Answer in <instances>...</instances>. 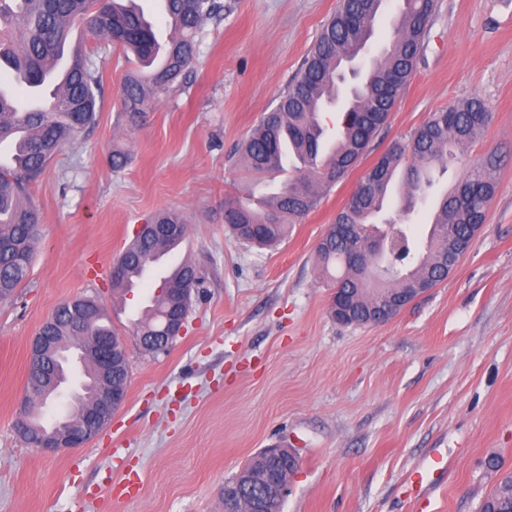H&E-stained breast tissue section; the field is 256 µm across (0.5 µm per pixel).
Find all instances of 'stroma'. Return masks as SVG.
I'll return each mask as SVG.
<instances>
[{"label":"stroma","instance_id":"obj_1","mask_svg":"<svg viewBox=\"0 0 512 512\" xmlns=\"http://www.w3.org/2000/svg\"><path fill=\"white\" fill-rule=\"evenodd\" d=\"M176 89L130 122L119 91L135 59L108 49L96 121L28 194L42 231L28 279L0 302V512H224V483L264 448L300 465L283 512H478L512 472V0H436L424 51L387 124L345 178L273 248L236 238L224 202L279 189L245 172L238 147L273 109L338 0H223ZM478 95L493 117L448 186L500 161L485 223L448 278L380 327L343 325L316 246L392 142ZM130 155L114 171L113 148ZM180 211L175 260L201 283L168 353L146 352L126 317L159 286L115 294L112 264L138 225ZM95 299L120 330L126 399L87 447L44 453L14 429L29 346L63 303ZM497 460L499 470L488 466ZM431 474L420 508L412 473ZM140 493L112 501L124 474Z\"/></svg>","mask_w":512,"mask_h":512}]
</instances>
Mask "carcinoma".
Listing matches in <instances>:
<instances>
[{
    "instance_id": "cac0c4a2",
    "label": "carcinoma",
    "mask_w": 512,
    "mask_h": 512,
    "mask_svg": "<svg viewBox=\"0 0 512 512\" xmlns=\"http://www.w3.org/2000/svg\"><path fill=\"white\" fill-rule=\"evenodd\" d=\"M127 2L126 6L121 0H0V65L12 69L15 79L13 102L6 104L0 98V147L6 145L14 154L12 164L0 163V302L11 299L28 278L38 239L30 225L41 223V216L26 197L28 186L77 133L95 122L101 102V76L94 60L97 51L82 46L73 48L64 82L49 97L43 96L49 66L69 44L72 27L78 25L92 39L132 54L145 67L126 77L120 93L122 110L142 117L151 96L171 91L193 69L198 37L207 24L224 16L220 0H161L170 33L165 60L155 69L157 34L133 0ZM384 5L385 0H339L277 106L260 118L240 145L238 152L247 171L278 174L289 160L299 163L300 175L290 178L258 210L224 201V214L238 239L259 248L278 245L291 226L318 205L320 189L341 181L387 123L420 59L435 0H403L393 36L371 61L362 83L352 88L335 136L327 135L320 119L321 112L339 100L345 71L374 36V23ZM491 119L488 105L477 95L450 104L408 137L393 142L361 177L316 248L327 281L349 297V324L360 323L379 296L400 295L419 284L433 288L445 279L468 250L475 229L485 221L496 188L498 159L488 156L448 187L435 203L424 240L405 233L408 253L398 261L384 267L355 264L350 258L353 243L343 236L341 227L377 230L370 219L384 209L388 183L398 172L404 177L398 216L409 218L416 203L434 186V174H445ZM151 223L171 224L177 231L168 236L134 237L117 259L121 271L112 280V290L127 291L132 274L187 233L186 220L177 210H163ZM193 275H197L196 268L184 261L176 266L175 276L163 279L152 295V314L135 324V335L148 344L147 351L161 353L156 343L167 318L176 309L190 308L184 284ZM103 319L101 312L91 321L89 335L110 338L119 348V369L112 375L111 386L124 391L129 375L121 334L103 324ZM52 320L57 325L61 365L76 347L67 305L58 307ZM83 362L85 393L74 399L71 417L81 414L82 405L93 398L100 384L97 360L90 356ZM47 392L39 388L28 397L27 417L35 433L46 428L43 395ZM479 512H512L511 472L501 476Z\"/></svg>"
}]
</instances>
